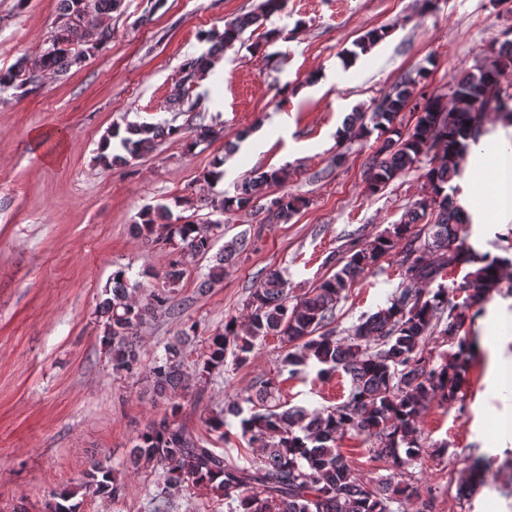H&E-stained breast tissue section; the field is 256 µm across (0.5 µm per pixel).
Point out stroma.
<instances>
[{
  "mask_svg": "<svg viewBox=\"0 0 512 512\" xmlns=\"http://www.w3.org/2000/svg\"><path fill=\"white\" fill-rule=\"evenodd\" d=\"M262 0H123L110 20L112 39L61 78L35 82L0 96V512H44L52 494L75 488L91 460L108 462L125 495L77 496L79 512H149L160 493L158 470L132 469L133 440L160 417L144 367L188 324L197 334L186 347L189 389L180 421L212 447L224 450L207 420L228 398L253 394L279 377L290 407L321 410L348 396L347 377L321 379L316 366L296 377L278 373L282 350L267 338L243 366H228L199 382L195 361L204 340L243 317L260 273L279 270L291 295L302 296L336 270L353 238L367 241L398 221L427 191L421 172L391 181L377 193L365 182L374 140H338L348 114L372 107L404 73L426 68L427 94L447 95L475 71L490 47L512 30V6L489 0H437L419 13L417 0H285V7L224 52V70L209 85L182 80L186 58L205 53L202 33L223 31L227 20L256 12ZM57 16V0H0V70L35 57ZM387 36L351 64L342 54L367 32ZM277 30L267 39L268 30ZM175 118L192 128L206 119L223 128L211 143L186 149L167 138L127 166L105 167L99 146L107 131L129 122ZM484 136L460 178L455 200L470 216L459 236L482 252L512 246V212L498 208L496 173L512 161V126L488 115ZM55 160H47L49 149ZM224 176L206 184L216 159ZM284 168L285 191L306 204L285 223L268 224L259 208L223 214L224 231L211 253L180 256L169 245L133 237L142 209L163 203L179 222L205 223L204 194L232 196L252 171ZM247 251L224 267V279L202 289L204 273L224 244L238 235ZM182 259L184 277L172 295L171 314L146 321L138 333L142 370L113 372L103 343L98 304L112 273L127 270L138 299L163 288L162 273ZM402 284L396 266L383 262L357 278L337 307L347 328L384 306ZM467 319L466 332L503 336L502 377L489 371L486 349L473 354L453 406L431 403L420 418L430 448L411 465L420 496L405 503L419 512H512V275ZM363 479L390 474L362 440L339 442ZM470 485L461 496V485Z\"/></svg>",
  "mask_w": 512,
  "mask_h": 512,
  "instance_id": "stroma-1",
  "label": "stroma"
}]
</instances>
